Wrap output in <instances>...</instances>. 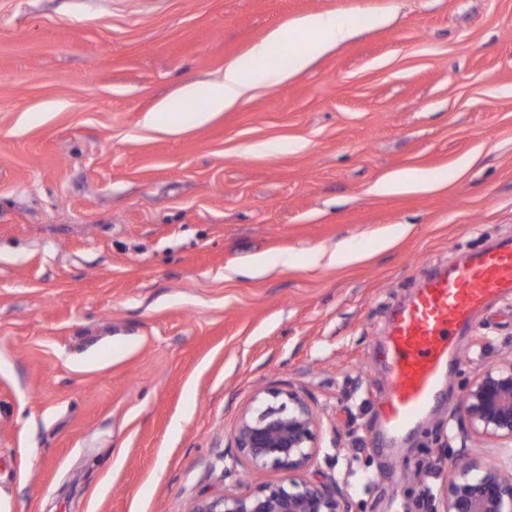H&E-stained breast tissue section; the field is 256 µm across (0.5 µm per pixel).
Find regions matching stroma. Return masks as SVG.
Here are the masks:
<instances>
[{"instance_id":"1","label":"stroma","mask_w":512,"mask_h":512,"mask_svg":"<svg viewBox=\"0 0 512 512\" xmlns=\"http://www.w3.org/2000/svg\"><path fill=\"white\" fill-rule=\"evenodd\" d=\"M321 13L353 32L316 54L296 24ZM280 27L309 66L194 124L183 87ZM164 101L180 134L145 123ZM408 168L437 189L373 194ZM505 238L512 0H0V512L244 491L224 450L285 386L351 512H431L459 465H512L457 431L465 386L512 355V297L397 445L374 442L380 346L428 273Z\"/></svg>"}]
</instances>
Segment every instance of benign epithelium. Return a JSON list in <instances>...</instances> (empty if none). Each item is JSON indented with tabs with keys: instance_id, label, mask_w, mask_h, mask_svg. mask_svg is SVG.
<instances>
[{
	"instance_id": "1",
	"label": "benign epithelium",
	"mask_w": 512,
	"mask_h": 512,
	"mask_svg": "<svg viewBox=\"0 0 512 512\" xmlns=\"http://www.w3.org/2000/svg\"><path fill=\"white\" fill-rule=\"evenodd\" d=\"M320 419L310 399L291 387L258 391L241 413L224 472L241 466L257 477L245 493L205 498L190 512H349L347 489L312 469ZM460 432L512 447V358L478 374L465 387ZM278 472L277 480L263 476ZM440 512H512V473L471 463L448 478Z\"/></svg>"
}]
</instances>
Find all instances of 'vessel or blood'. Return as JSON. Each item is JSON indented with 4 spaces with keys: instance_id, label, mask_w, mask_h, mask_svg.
<instances>
[{
    "instance_id": "obj_1",
    "label": "vessel or blood",
    "mask_w": 512,
    "mask_h": 512,
    "mask_svg": "<svg viewBox=\"0 0 512 512\" xmlns=\"http://www.w3.org/2000/svg\"><path fill=\"white\" fill-rule=\"evenodd\" d=\"M512 294V241L433 275L396 310L382 354L390 386L378 408L387 433L409 431L440 393L457 338L477 311Z\"/></svg>"
}]
</instances>
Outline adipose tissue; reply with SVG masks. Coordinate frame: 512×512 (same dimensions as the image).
Listing matches in <instances>:
<instances>
[{
  "label": "adipose tissue",
  "instance_id": "adipose-tissue-1",
  "mask_svg": "<svg viewBox=\"0 0 512 512\" xmlns=\"http://www.w3.org/2000/svg\"><path fill=\"white\" fill-rule=\"evenodd\" d=\"M285 36L283 29L273 30L265 41L253 47L247 59L225 66L221 78L213 82L194 83L182 90L183 97L198 102L196 123L208 122L216 113L232 108L268 79L269 49Z\"/></svg>",
  "mask_w": 512,
  "mask_h": 512
}]
</instances>
